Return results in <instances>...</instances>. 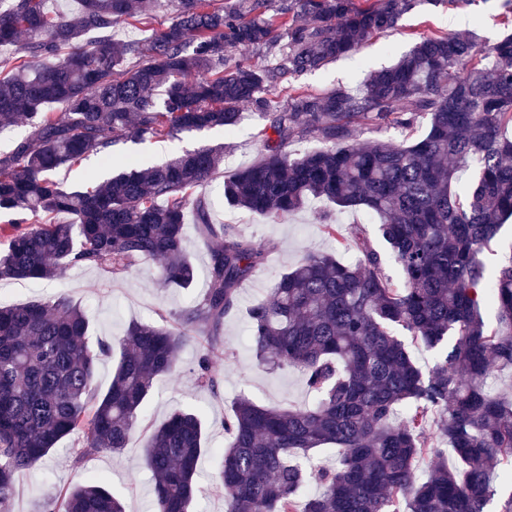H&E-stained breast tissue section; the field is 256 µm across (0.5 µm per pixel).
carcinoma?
Wrapping results in <instances>:
<instances>
[{
    "label": "carcinoma",
    "mask_w": 512,
    "mask_h": 512,
    "mask_svg": "<svg viewBox=\"0 0 512 512\" xmlns=\"http://www.w3.org/2000/svg\"><path fill=\"white\" fill-rule=\"evenodd\" d=\"M212 2L174 0L169 26L122 44L112 40L113 26L148 24L145 0H79L72 16L46 12L44 0L0 8V46L16 47L0 77V129L21 117L32 122L29 136L0 156V222L39 218L0 242V278L47 280L82 265L120 275L158 259L163 287L189 288V208L209 245L204 294L171 321L129 325L103 393L97 363L114 347L91 349L80 307L65 296L0 306V512L62 439L86 434L81 457L127 448L156 379L175 374L192 333L207 343L196 382L218 391L210 353L224 347V319L265 261L263 248L213 223L197 194L220 174L226 201L271 218L313 199L367 209L401 271L399 281L385 273L360 227L357 262L308 252L249 308L256 359L299 370L313 404L276 408L238 397L215 484L225 512H487L491 475L512 460V401L490 392L493 366L512 365V260L490 273L479 258L512 218V31L490 48L473 32L427 37L355 90L290 85L279 102L267 92L282 78L357 51L418 0H291L278 17L266 15V0H231L221 10ZM283 35L272 67L224 70L228 49H272ZM249 103L264 121L262 154L228 175L222 146L147 168L110 151L132 137L231 134ZM404 103L411 108L400 109ZM51 104L64 112L48 111ZM419 116L428 127L418 139L360 140L364 125L406 131ZM311 135L326 146L297 157L285 151ZM91 154L115 168L111 178L81 186L55 178ZM473 160L474 181L462 194L451 191ZM60 213L70 222H55ZM488 302L498 310L493 329L482 316ZM398 327L436 352L431 370L416 364ZM431 414L439 448L427 435ZM326 445L336 446V464L304 461ZM205 446L202 416L185 409L146 437L154 512H192ZM430 454L436 463L421 478L415 464ZM312 482L322 491L302 498ZM40 510L125 507L91 481Z\"/></svg>",
    "instance_id": "obj_1"
}]
</instances>
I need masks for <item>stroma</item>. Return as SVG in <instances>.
Instances as JSON below:
<instances>
[{"label": "stroma", "instance_id": "35a3bbf8", "mask_svg": "<svg viewBox=\"0 0 512 512\" xmlns=\"http://www.w3.org/2000/svg\"><path fill=\"white\" fill-rule=\"evenodd\" d=\"M506 0H419L397 25L374 37L360 51L344 55L322 69L294 79L295 87L320 92L337 86L359 87L373 71L393 65L421 38L446 33L477 34L480 41L493 45L504 31ZM241 123L234 133L213 129L181 133L165 139H128L114 146L113 152L135 159L141 166L157 165L185 150L224 145V169L255 163L262 146L256 137L263 121L249 104L240 108ZM214 223L230 225L237 233L268 252V258L239 291L236 310L224 321V349L210 355L213 368L222 376L218 393L197 387L194 370L204 350L203 342L190 338L181 354L176 375L159 377L145 405V423L154 427L178 407L201 410L206 421V446L200 464V490L194 512H224V498L215 488L221 453L228 442L224 420L231 413L234 399L247 394L257 402L280 407H306L312 404L301 372L294 369L271 371L258 364L247 331L246 311L265 299L274 280L289 270L307 252L336 251L339 259L351 262L359 251L354 241L356 228L375 234L360 209L335 206L324 200L312 202L302 211L276 221L230 205L219 182L203 187ZM330 219L347 238L346 247L335 248L322 231L323 219ZM187 253L196 268L194 287L163 288L158 284L159 262H140L127 273L112 275L91 266H75L49 280H0V304L7 306L30 299L65 296L80 305L90 323V346L122 337L134 322H154L159 316L175 317L203 293L208 280V255L193 224L185 226ZM86 443L84 435L64 439L41 466L23 477L9 504L10 512H35L44 498L66 488L100 481L124 499L127 512H152L151 478L143 456V433L135 431L127 448L119 454L105 451L78 457Z\"/></svg>", "mask_w": 512, "mask_h": 512}]
</instances>
